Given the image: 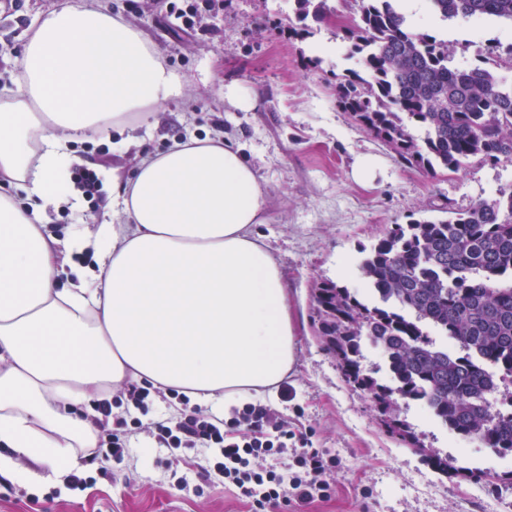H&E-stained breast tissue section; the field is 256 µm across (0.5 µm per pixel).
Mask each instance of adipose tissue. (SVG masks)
Wrapping results in <instances>:
<instances>
[{
  "label": "adipose tissue",
  "instance_id": "ef3b65f1",
  "mask_svg": "<svg viewBox=\"0 0 512 512\" xmlns=\"http://www.w3.org/2000/svg\"><path fill=\"white\" fill-rule=\"evenodd\" d=\"M0 85V444L69 471L99 444L90 394L133 379L194 402L274 393L295 362L287 279L253 235L264 190L216 133L140 160L113 182L96 231H47L81 138L125 131L183 97L185 81L107 0H61L30 26ZM94 250L98 265H74Z\"/></svg>",
  "mask_w": 512,
  "mask_h": 512
}]
</instances>
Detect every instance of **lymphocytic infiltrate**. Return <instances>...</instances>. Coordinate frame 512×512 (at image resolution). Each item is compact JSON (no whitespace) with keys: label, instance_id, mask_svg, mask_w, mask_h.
<instances>
[{"label":"lymphocytic infiltrate","instance_id":"obj_1","mask_svg":"<svg viewBox=\"0 0 512 512\" xmlns=\"http://www.w3.org/2000/svg\"><path fill=\"white\" fill-rule=\"evenodd\" d=\"M149 388L131 387L125 399L140 413L148 412ZM183 410L178 418L158 415L149 433L153 448L167 451L166 467L179 462L180 448H202L208 453L202 468L204 475L236 487L251 504L252 512H287L288 507L328 499L332 492L329 475L337 461L334 455L317 448H303L289 453L293 431L278 421L273 410L262 403L245 404L231 423L192 406L186 394H179ZM138 417L118 418V428L100 436L99 446L113 461H123L130 451L124 426L142 428ZM238 431L229 439L227 428ZM275 465H267L268 457Z\"/></svg>","mask_w":512,"mask_h":512}]
</instances>
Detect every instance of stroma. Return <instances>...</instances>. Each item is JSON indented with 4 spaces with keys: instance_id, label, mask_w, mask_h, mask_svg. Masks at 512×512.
<instances>
[{
    "instance_id": "stroma-1",
    "label": "stroma",
    "mask_w": 512,
    "mask_h": 512,
    "mask_svg": "<svg viewBox=\"0 0 512 512\" xmlns=\"http://www.w3.org/2000/svg\"><path fill=\"white\" fill-rule=\"evenodd\" d=\"M57 0H0V52ZM112 11L140 29L168 67L186 83V99L157 110L141 128V151L115 149L111 139L80 141L75 151L99 182L88 214L112 203V171L129 173L141 152L160 154L181 136L222 131L241 146L266 196V223L255 234L270 245L288 277L290 312L296 328V362L286 382L289 398L260 395L289 429L310 447L335 454L332 497L298 512H483L487 501L512 512V465L503 454L474 443L459 448L426 417L416 401L397 398L394 414L418 437L412 447L389 433L370 398L348 384L313 323V287L332 281L360 289L357 262L397 224L447 217L512 187V162L472 158L456 172L430 175L401 160L387 144L363 129L336 99V79L358 61L346 58L344 28L359 19L356 0H328L331 17L313 25L305 39L280 29L274 0H225L208 16L207 31L186 35L174 25L168 0H111ZM416 32L448 39L455 57L499 71L492 54L512 46V27L473 40L454 23L420 20L423 0H408ZM252 100L241 111L224 100L225 85ZM133 450L122 462L77 451L75 487L56 476L50 463H35L37 479L17 482L0 474V512H250L248 501L229 484L202 494L180 490L178 478L148 457L147 432L129 433ZM469 472L466 480L440 475L431 457Z\"/></svg>"
}]
</instances>
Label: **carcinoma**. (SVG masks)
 Returning a JSON list of instances; mask_svg holds the SVG:
<instances>
[{"instance_id":"1","label":"carcinoma","mask_w":512,"mask_h":512,"mask_svg":"<svg viewBox=\"0 0 512 512\" xmlns=\"http://www.w3.org/2000/svg\"><path fill=\"white\" fill-rule=\"evenodd\" d=\"M297 19L322 22L327 0H296ZM401 0H361L345 29L360 71L336 84L339 106L406 163L436 173L469 159L512 162V85L480 65L458 69L453 47L413 31ZM440 20L494 16L512 24V0H430ZM367 293L323 281L313 322L346 381L368 394L402 440L396 396L426 400L447 427L496 452L512 451V414L492 412L495 373L512 376V187L446 220L395 225L358 261ZM436 336L465 354L451 357ZM367 338L397 376L389 386L362 365Z\"/></svg>"}]
</instances>
